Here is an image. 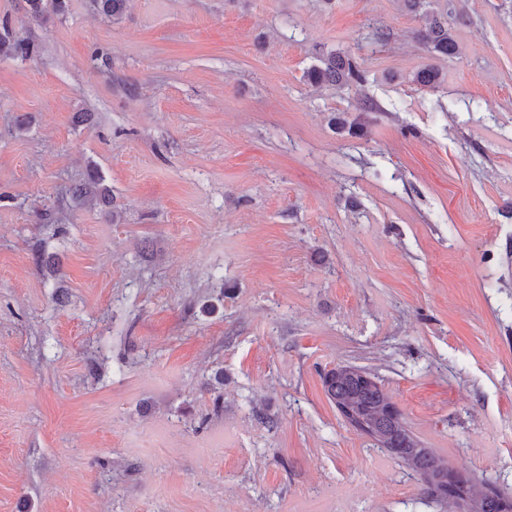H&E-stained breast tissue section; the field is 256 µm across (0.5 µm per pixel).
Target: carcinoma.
<instances>
[{
	"mask_svg": "<svg viewBox=\"0 0 512 512\" xmlns=\"http://www.w3.org/2000/svg\"><path fill=\"white\" fill-rule=\"evenodd\" d=\"M126 2L96 0L98 11L114 21L122 17ZM27 3L34 18L44 17L49 6L56 14L66 9V0H27ZM404 7L424 18L425 25L418 39L430 56L452 58L458 53L448 20L430 9V0H404ZM36 52L33 40L13 35L9 20L0 21V56L29 58ZM307 77L315 83L336 86L363 87L366 83L365 71L356 58L332 49L319 52V64L310 68ZM442 80V73L433 66L414 75L416 84L431 89L437 88ZM71 192L76 198L95 204L109 196V190L101 187L96 179L73 185ZM323 385L345 423L375 440L415 472L428 494L443 499L465 494L470 501V512H512V500L492 489L477 496L471 494L466 479L458 477L456 482H448L451 471L411 435L401 415L389 411L392 403L374 374L353 366H339L324 375Z\"/></svg>",
	"mask_w": 512,
	"mask_h": 512,
	"instance_id": "1",
	"label": "carcinoma"
}]
</instances>
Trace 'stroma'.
<instances>
[{
	"label": "stroma",
	"mask_w": 512,
	"mask_h": 512,
	"mask_svg": "<svg viewBox=\"0 0 512 512\" xmlns=\"http://www.w3.org/2000/svg\"><path fill=\"white\" fill-rule=\"evenodd\" d=\"M432 3L453 58L401 0H0V512H449L339 365L512 499V0ZM404 7L422 16L425 25L418 33V39L426 52L432 57H454L458 53V45L452 35L448 19L430 10L429 0H404ZM37 52V45L28 38L13 35L9 20H1L0 25V56L29 58ZM321 65H314L307 77L314 83H331L336 86L364 87L367 81L364 69L356 58L340 51L323 50L318 52ZM100 185L99 180L90 179L88 182L73 185L71 192L76 198L82 199L84 202L98 204L105 201V203H110V191Z\"/></svg>",
	"instance_id": "1"
}]
</instances>
